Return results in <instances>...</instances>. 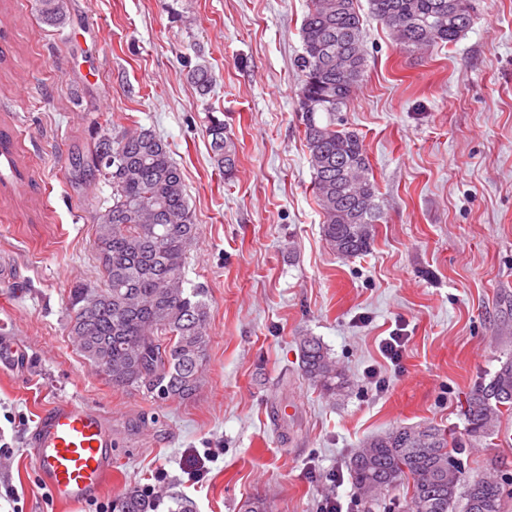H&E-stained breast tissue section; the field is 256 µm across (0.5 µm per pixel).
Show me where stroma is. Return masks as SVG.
<instances>
[{"mask_svg":"<svg viewBox=\"0 0 512 512\" xmlns=\"http://www.w3.org/2000/svg\"><path fill=\"white\" fill-rule=\"evenodd\" d=\"M309 0H0V512H95L152 489L157 512H317L361 503L348 462L368 439L433 425L470 475L512 476V416L472 441L465 400L512 360V0H475L457 42L397 44L360 0L367 67L343 118L363 140L384 220L370 250L337 257L322 233L298 121L300 28ZM207 65L209 94L190 71ZM234 134L217 168L209 116ZM168 143L198 234L187 286L205 288L209 346L198 389L160 400L112 387L66 330L69 289L103 286L95 224L112 190L74 186L68 154L112 126ZM399 362L379 345L393 330ZM319 339L347 379L322 394L300 370ZM90 405L112 431V479L94 502L56 503L29 459L39 415Z\"/></svg>","mask_w":512,"mask_h":512,"instance_id":"obj_1","label":"stroma"}]
</instances>
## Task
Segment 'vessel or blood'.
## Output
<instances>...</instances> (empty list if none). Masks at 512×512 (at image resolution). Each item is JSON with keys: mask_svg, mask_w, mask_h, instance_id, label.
<instances>
[{"mask_svg": "<svg viewBox=\"0 0 512 512\" xmlns=\"http://www.w3.org/2000/svg\"><path fill=\"white\" fill-rule=\"evenodd\" d=\"M112 433L95 408L60 401L35 422L31 462L53 499L77 505L112 477Z\"/></svg>", "mask_w": 512, "mask_h": 512, "instance_id": "b4317fda", "label": "vessel or blood"}]
</instances>
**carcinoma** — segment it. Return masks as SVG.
Masks as SVG:
<instances>
[{
    "instance_id": "carcinoma-1",
    "label": "carcinoma",
    "mask_w": 512,
    "mask_h": 512,
    "mask_svg": "<svg viewBox=\"0 0 512 512\" xmlns=\"http://www.w3.org/2000/svg\"><path fill=\"white\" fill-rule=\"evenodd\" d=\"M371 13L405 46L429 50L452 44L474 22V0H368ZM42 20L62 22V0H39ZM303 52L295 66L303 80L298 112L313 172V194L323 215L322 233L337 255L370 250L381 220L378 188L360 134L336 119L363 80L358 0H310L301 26ZM191 80L199 94L212 86L211 71L196 66ZM214 161L229 173L235 144L224 120L206 129ZM77 182L104 180L112 205L96 224L105 273L102 288L77 284L68 293V333L85 358L114 387L144 386L157 398L189 396L199 382L209 337L205 289L184 286L188 247L198 225L189 208L182 170L153 131L108 129L89 154L69 158ZM305 378L326 394L346 385L319 339L300 343ZM512 411V361L467 399L474 438L490 435L503 412ZM358 495L375 500L381 491L406 488V512H507L504 480L464 477L454 439L439 428L400 427L376 436L349 462ZM115 512H153L154 497L131 488L112 504Z\"/></svg>"
}]
</instances>
